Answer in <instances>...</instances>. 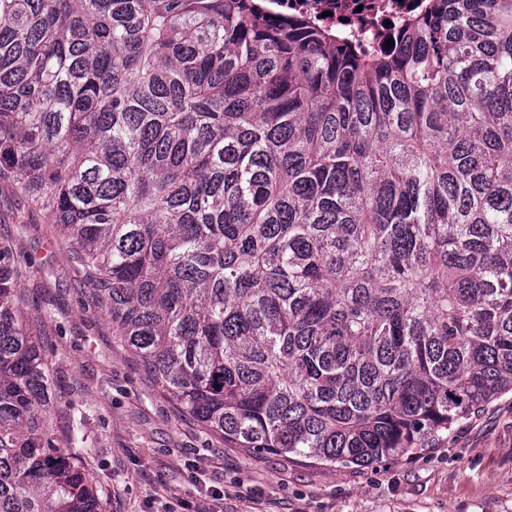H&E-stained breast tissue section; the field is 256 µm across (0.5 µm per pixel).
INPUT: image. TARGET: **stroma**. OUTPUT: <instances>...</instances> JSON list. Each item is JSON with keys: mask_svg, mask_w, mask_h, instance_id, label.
<instances>
[{"mask_svg": "<svg viewBox=\"0 0 512 512\" xmlns=\"http://www.w3.org/2000/svg\"><path fill=\"white\" fill-rule=\"evenodd\" d=\"M0 243L23 271L19 307L45 347L65 448L102 487L101 512H512V393L447 447L365 469L225 447L121 346L57 225L0 181ZM258 489V499L237 485Z\"/></svg>", "mask_w": 512, "mask_h": 512, "instance_id": "35a3bbf8", "label": "stroma"}]
</instances>
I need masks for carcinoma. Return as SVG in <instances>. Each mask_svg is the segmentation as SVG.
Masks as SVG:
<instances>
[{
  "label": "carcinoma",
  "mask_w": 512,
  "mask_h": 512,
  "mask_svg": "<svg viewBox=\"0 0 512 512\" xmlns=\"http://www.w3.org/2000/svg\"><path fill=\"white\" fill-rule=\"evenodd\" d=\"M263 0H0V179L228 448L350 469L512 391V0L365 56ZM0 244V512H100Z\"/></svg>",
  "instance_id": "1"
}]
</instances>
